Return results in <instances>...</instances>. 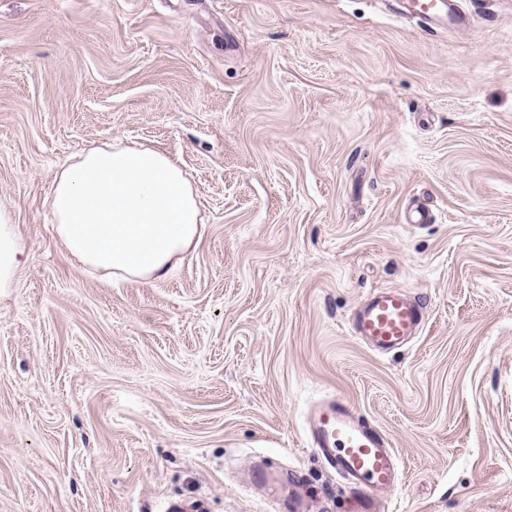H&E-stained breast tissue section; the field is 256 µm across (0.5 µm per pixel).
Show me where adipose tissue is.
I'll return each mask as SVG.
<instances>
[{"instance_id":"1","label":"adipose tissue","mask_w":512,"mask_h":512,"mask_svg":"<svg viewBox=\"0 0 512 512\" xmlns=\"http://www.w3.org/2000/svg\"><path fill=\"white\" fill-rule=\"evenodd\" d=\"M53 229L91 271L161 280L196 248L203 219L194 191L169 156L121 140L73 156L53 176ZM26 253L10 213L0 210V293L13 284Z\"/></svg>"}]
</instances>
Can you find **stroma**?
Returning a JSON list of instances; mask_svg holds the SVG:
<instances>
[{
	"mask_svg": "<svg viewBox=\"0 0 512 512\" xmlns=\"http://www.w3.org/2000/svg\"><path fill=\"white\" fill-rule=\"evenodd\" d=\"M394 0H0V512H282L347 492L339 395L400 459L387 512H512V0L429 33ZM121 139L184 170L200 244L159 281L77 266L48 195ZM434 220L410 224L417 205ZM377 288L427 303L380 354ZM25 248L10 213L0 210V293L11 288L17 269L26 261ZM423 322L422 307L400 290L370 294L350 321V332L372 350L391 353L415 336Z\"/></svg>",
	"mask_w": 512,
	"mask_h": 512,
	"instance_id": "obj_1",
	"label": "stroma"
}]
</instances>
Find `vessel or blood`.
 Returning <instances> with one entry per match:
<instances>
[{"label":"vessel or blood","mask_w":512,"mask_h":512,"mask_svg":"<svg viewBox=\"0 0 512 512\" xmlns=\"http://www.w3.org/2000/svg\"><path fill=\"white\" fill-rule=\"evenodd\" d=\"M402 15L425 28L464 29L466 19L452 0H401ZM423 322L419 303L400 290L370 294L350 322V332L372 350L391 353L417 334ZM312 445L322 460L350 490L351 512H381L377 495L397 483L399 460L386 435L361 420L337 396L328 397L313 412Z\"/></svg>","instance_id":"vessel-or-blood-1"}]
</instances>
